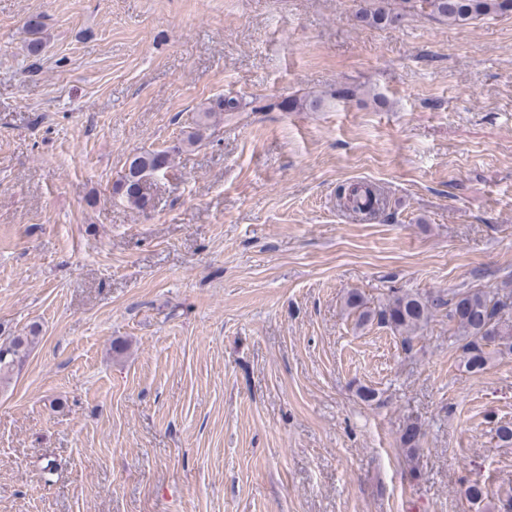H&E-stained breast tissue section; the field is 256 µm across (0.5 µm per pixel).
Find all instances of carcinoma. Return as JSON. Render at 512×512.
Returning <instances> with one entry per match:
<instances>
[{"label": "carcinoma", "mask_w": 512, "mask_h": 512, "mask_svg": "<svg viewBox=\"0 0 512 512\" xmlns=\"http://www.w3.org/2000/svg\"><path fill=\"white\" fill-rule=\"evenodd\" d=\"M406 6L398 8L391 0H356L355 21L368 26L395 29L407 19V4L413 0H402ZM429 15L442 20L450 26H460L481 17L512 12V0H422ZM32 39L27 44L29 54L38 56L45 48L44 23L39 15L28 17L24 23ZM337 95H355L350 87L333 93L308 94L301 97H286L275 104L282 112H318ZM256 112L257 106L237 97L224 95L210 100L197 112L194 126L184 134L178 145L172 148L143 151L136 154L140 162L127 184L113 188L112 193L123 198L131 207L147 211L153 208L152 195L149 192L151 181L155 178V165L168 170L177 153H186L205 139L207 132L217 124V119L226 112H244L246 109ZM370 202L366 206L354 203V195H349L350 209L365 217L380 211L381 198L375 189H368ZM346 308L357 314V320L364 325L377 322L397 333L402 345L408 349L416 333L425 326L440 310L446 311L454 336L461 351V363L472 374L484 372L490 362L498 356L512 354V289L469 288L442 294H421L394 291L384 301L372 307L356 289L347 293ZM38 331L30 329L28 336H15L0 345V379L11 375L22 367L30 347L37 338ZM423 437L422 426L408 420L402 426L399 441L409 456L420 449Z\"/></svg>", "instance_id": "1"}]
</instances>
